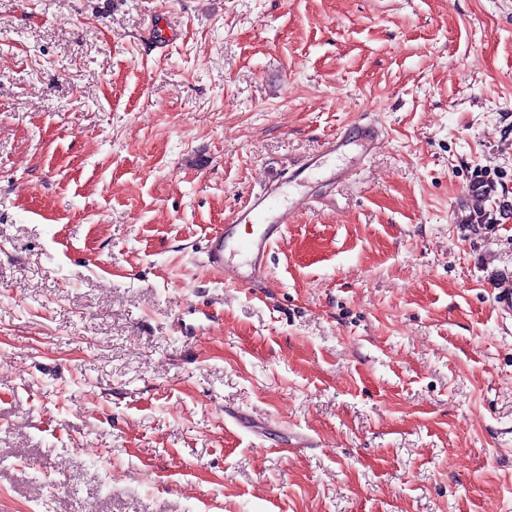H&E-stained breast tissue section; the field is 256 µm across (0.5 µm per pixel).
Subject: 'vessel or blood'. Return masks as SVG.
Returning <instances> with one entry per match:
<instances>
[{"mask_svg": "<svg viewBox=\"0 0 512 512\" xmlns=\"http://www.w3.org/2000/svg\"><path fill=\"white\" fill-rule=\"evenodd\" d=\"M381 141V133L374 123L357 120L344 130L327 138L319 153L309 157L303 167L295 169L288 176L289 184H299L304 172L320 169L324 158H343L349 152H356L364 158L374 152ZM281 184L274 183L265 190L254 194L225 225L223 232L208 239L205 248L206 268L222 277L226 284L237 288L252 287L255 277L265 268L267 255L288 229L292 214L290 204L281 202ZM238 224H250L254 227L251 238L240 240L234 235ZM242 255L247 266L246 271L230 266L229 258Z\"/></svg>", "mask_w": 512, "mask_h": 512, "instance_id": "1", "label": "vessel or blood"}]
</instances>
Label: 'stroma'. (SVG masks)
<instances>
[{
  "label": "stroma",
  "instance_id": "35a3bbf8",
  "mask_svg": "<svg viewBox=\"0 0 512 512\" xmlns=\"http://www.w3.org/2000/svg\"><path fill=\"white\" fill-rule=\"evenodd\" d=\"M511 272L512 0H0V512H512ZM381 141L377 125L360 118L344 130L327 138L321 150L309 157L306 163L288 175L285 183H273L265 190L254 194L231 218L230 224L224 226V232L208 239L205 248L206 268L224 278V283L236 288H252L255 277L265 268L267 255L288 229L289 217L293 210L290 204L281 202L280 196L284 185H299L304 180L305 171L319 170L323 159L346 157L352 149L359 158H365L374 152ZM236 224H254L253 236L245 241L234 236ZM245 256L244 265L248 272L239 271L230 266L226 254ZM235 268V269H234Z\"/></svg>",
  "mask_w": 512,
  "mask_h": 512
}]
</instances>
